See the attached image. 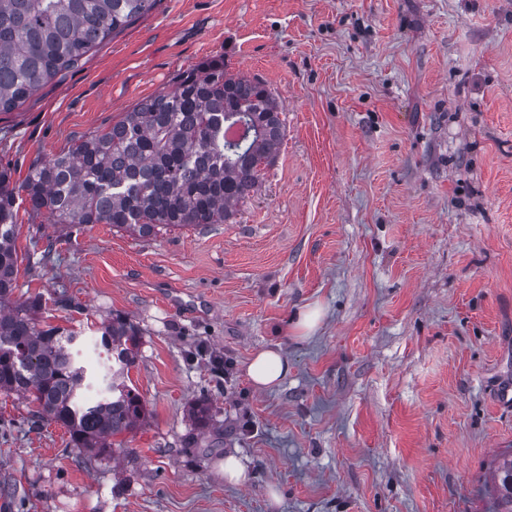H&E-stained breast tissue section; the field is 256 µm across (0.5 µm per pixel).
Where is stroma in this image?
I'll return each mask as SVG.
<instances>
[{
	"label": "stroma",
	"mask_w": 512,
	"mask_h": 512,
	"mask_svg": "<svg viewBox=\"0 0 512 512\" xmlns=\"http://www.w3.org/2000/svg\"><path fill=\"white\" fill-rule=\"evenodd\" d=\"M212 59L263 80L285 122L232 223L140 238L17 210L15 298L79 332L91 368L102 321L137 326L147 417L93 454L0 392V512H495L512 452V0H158L0 112V162L23 180ZM265 348L288 360L269 389L246 374Z\"/></svg>",
	"instance_id": "1"
}]
</instances>
